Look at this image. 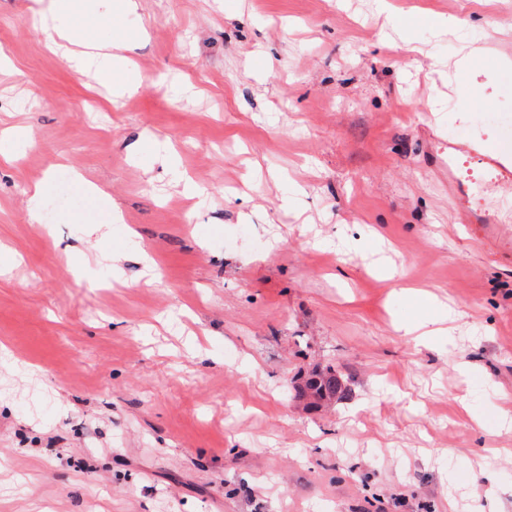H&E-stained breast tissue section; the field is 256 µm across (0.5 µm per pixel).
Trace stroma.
Returning a JSON list of instances; mask_svg holds the SVG:
<instances>
[{"label":"stroma","instance_id":"1","mask_svg":"<svg viewBox=\"0 0 512 512\" xmlns=\"http://www.w3.org/2000/svg\"><path fill=\"white\" fill-rule=\"evenodd\" d=\"M28 5L0 0V512H512V191L459 186L500 238L448 195L449 141L512 126V68L481 97L454 67L512 58V0H141L81 22L143 79L117 110ZM330 363L349 392L308 410Z\"/></svg>","mask_w":512,"mask_h":512}]
</instances>
